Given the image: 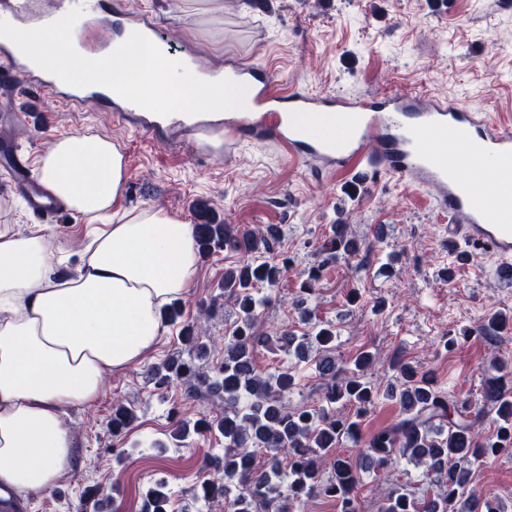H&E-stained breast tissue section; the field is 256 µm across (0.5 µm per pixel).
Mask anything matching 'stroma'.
<instances>
[{
	"mask_svg": "<svg viewBox=\"0 0 512 512\" xmlns=\"http://www.w3.org/2000/svg\"><path fill=\"white\" fill-rule=\"evenodd\" d=\"M124 2L130 11L151 12L176 42L206 62L262 64L286 91L416 90L512 121V7L498 0H221L214 14L197 11L188 0ZM0 106L22 118L16 126L0 124V136L15 137L34 161L70 134L124 139L130 163L118 210L157 207L191 224L203 200L217 220L239 229L278 225V253L290 264L276 287L255 292L266 330L287 326L302 334L333 323L342 362L364 349L384 361L400 354L451 398L481 403L485 380L494 373L490 355L485 341L462 333L492 312L512 315V283L498 279L488 252L449 247L448 219L428 193L382 173L363 181L321 175L271 142L242 139L227 157L203 145L155 141L121 128L109 113L74 112L19 87L7 89ZM335 224L374 243L367 259L323 264L320 246ZM89 230L88 220L74 212L53 224L52 251L62 258L55 273L78 274ZM239 259L225 250L200 258L181 302L183 320L207 319L215 345L197 361L205 370L224 357L233 310L224 270ZM314 269L319 280L305 323L292 302ZM186 353L176 326L169 325L140 363L106 372L96 403L67 415L78 441L76 466L41 498L26 502L23 512L76 510L90 489L102 512H142L147 489L159 480L176 512H183L191 488L207 475L206 459L224 446L218 435L181 442L170 437L175 418L193 421L212 411L208 396L192 395L178 381L159 390L149 377L154 364ZM256 363L263 373L295 376L288 407L320 405L322 382L313 359L262 349ZM119 403L134 409L136 419L116 437L107 423ZM118 448L124 451L119 458ZM401 486L418 497L428 490L421 468L405 460L386 480L363 471L361 512H377L388 492ZM471 487L499 512H512V455L473 466Z\"/></svg>",
	"mask_w": 512,
	"mask_h": 512,
	"instance_id": "stroma-1",
	"label": "stroma"
}]
</instances>
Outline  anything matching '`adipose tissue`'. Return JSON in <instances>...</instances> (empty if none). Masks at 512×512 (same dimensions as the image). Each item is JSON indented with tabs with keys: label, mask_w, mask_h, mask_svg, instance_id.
<instances>
[{
	"label": "adipose tissue",
	"mask_w": 512,
	"mask_h": 512,
	"mask_svg": "<svg viewBox=\"0 0 512 512\" xmlns=\"http://www.w3.org/2000/svg\"><path fill=\"white\" fill-rule=\"evenodd\" d=\"M67 209L98 216L122 196L126 168L105 137L59 138L38 161ZM49 227L0 225V492L38 498L76 463L66 415L92 404L106 371L150 352L162 314L197 271L193 227L164 209L125 211L96 228L74 277L54 274Z\"/></svg>",
	"instance_id": "adipose-tissue-1"
}]
</instances>
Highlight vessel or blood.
I'll list each match as a JSON object with an SVG mask.
<instances>
[{
  "label": "vessel or blood",
  "mask_w": 512,
  "mask_h": 512,
  "mask_svg": "<svg viewBox=\"0 0 512 512\" xmlns=\"http://www.w3.org/2000/svg\"><path fill=\"white\" fill-rule=\"evenodd\" d=\"M60 2L59 12L54 13L37 10L34 0H0V20L23 29L37 28L79 6L84 14L75 29L80 52L86 57L108 55L117 46L116 34L134 27L196 77L220 76L219 71H206L188 50L170 44L151 15L129 12L121 0H113L106 9L99 0ZM235 74L249 95L245 111L160 116L98 85L69 86L35 65L11 41L0 38V87L19 83L77 112L100 111L106 101L113 118L127 127L150 136L172 131L194 147L220 127L228 147L247 133L260 142L274 140L289 158L311 163L319 172H379L409 180L433 191L438 210L448 217L452 238L488 249L500 264H512V125L415 92L288 93L275 90L264 66L239 67ZM447 141L457 144L459 157H448L441 150V143ZM0 154L5 157L0 173L27 207L40 216L56 217L58 204L43 190L38 171L16 159L10 140L0 139Z\"/></svg>",
  "instance_id": "b4317fda"
}]
</instances>
